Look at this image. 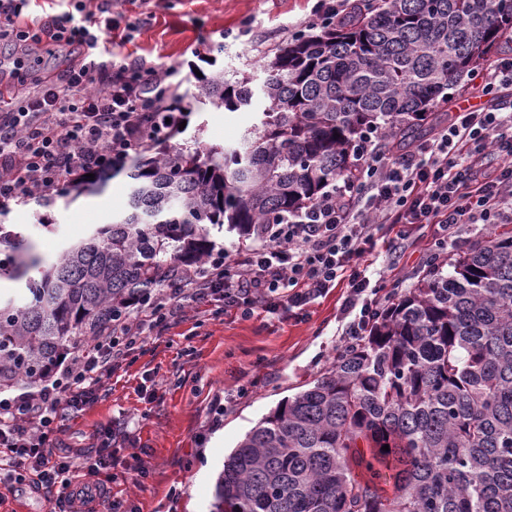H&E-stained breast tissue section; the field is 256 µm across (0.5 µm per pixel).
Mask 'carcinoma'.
I'll use <instances>...</instances> for the list:
<instances>
[{
    "label": "carcinoma",
    "instance_id": "obj_1",
    "mask_svg": "<svg viewBox=\"0 0 512 512\" xmlns=\"http://www.w3.org/2000/svg\"><path fill=\"white\" fill-rule=\"evenodd\" d=\"M512 38V0H362L352 19L300 34L262 67L264 109L235 147L168 139L121 168L127 208L44 260L0 224V389L44 379L68 348L202 262L313 202L354 167L370 128L404 139L448 89ZM253 77L199 79L188 116L252 104ZM114 170L51 198L102 195ZM431 263L353 347L281 401L224 461L212 512H512V231ZM389 445V450L382 446Z\"/></svg>",
    "mask_w": 512,
    "mask_h": 512
}]
</instances>
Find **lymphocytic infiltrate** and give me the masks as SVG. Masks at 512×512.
<instances>
[{
    "label": "lymphocytic infiltrate",
    "mask_w": 512,
    "mask_h": 512,
    "mask_svg": "<svg viewBox=\"0 0 512 512\" xmlns=\"http://www.w3.org/2000/svg\"><path fill=\"white\" fill-rule=\"evenodd\" d=\"M32 0H0V41L17 51L9 70L14 98L0 113V211L53 195L90 171L119 168L164 141L180 115L172 107L177 69L112 56L106 39L124 15L112 0H48L57 11L43 23L23 21ZM74 52L55 77L34 78L30 60L44 45ZM478 108H459L437 136L401 153L372 131L358 146L355 180L329 184L308 207L265 225L255 241L213 248L181 268L164 288L102 326L76 347L38 390L0 395V471L7 480L53 497L59 512H80L79 481L106 487L115 468L140 474L138 462L116 457L113 432L91 435L93 455L72 453L61 437L70 415L93 406L112 374L131 363L148 336L183 322L193 305L223 302L305 312L338 284L342 340L365 335L389 298L371 284L370 256L379 239L396 249L413 224L434 228L433 258L461 244L466 224H512V56L478 72Z\"/></svg>",
    "instance_id": "obj_1"
}]
</instances>
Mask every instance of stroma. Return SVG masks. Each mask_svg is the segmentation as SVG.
I'll list each match as a JSON object with an SVG mask.
<instances>
[{
    "label": "stroma",
    "mask_w": 512,
    "mask_h": 512,
    "mask_svg": "<svg viewBox=\"0 0 512 512\" xmlns=\"http://www.w3.org/2000/svg\"><path fill=\"white\" fill-rule=\"evenodd\" d=\"M117 6L137 31L131 38L114 31L113 54L179 68V95L187 98L199 75L216 65L229 79L239 73L262 79L270 56L256 51L253 39L279 48L284 31L308 19L313 0H117ZM246 19L252 26L245 35ZM259 110L256 102L234 112L209 110L190 123L204 125V141L233 145L258 124ZM129 192L128 178L119 173L101 196L45 210L28 201L12 206L0 222L23 225L37 252L51 260L64 243L120 213ZM41 213L55 232L42 230ZM432 235L429 226L411 235L397 261L378 246L374 267L383 273L384 290L416 285ZM343 292L330 289L303 317L284 307L273 314L258 309L248 318L233 311L191 316L167 335L148 338L136 359L105 383L97 403L66 420L64 440L79 447L94 429L109 426L116 456L137 454L142 477L117 469L108 485L110 501L124 512H211L217 476L238 442L324 372L339 350Z\"/></svg>",
    "instance_id": "obj_1"
}]
</instances>
